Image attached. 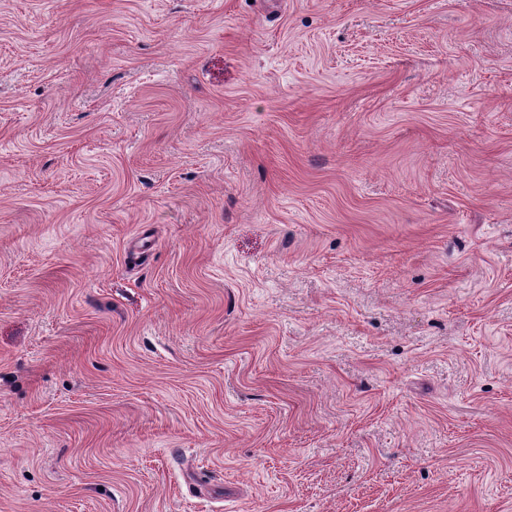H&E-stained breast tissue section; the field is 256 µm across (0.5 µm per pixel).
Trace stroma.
Wrapping results in <instances>:
<instances>
[{"label": "stroma", "instance_id": "obj_1", "mask_svg": "<svg viewBox=\"0 0 512 512\" xmlns=\"http://www.w3.org/2000/svg\"><path fill=\"white\" fill-rule=\"evenodd\" d=\"M0 512H512V0H0Z\"/></svg>", "mask_w": 512, "mask_h": 512}]
</instances>
